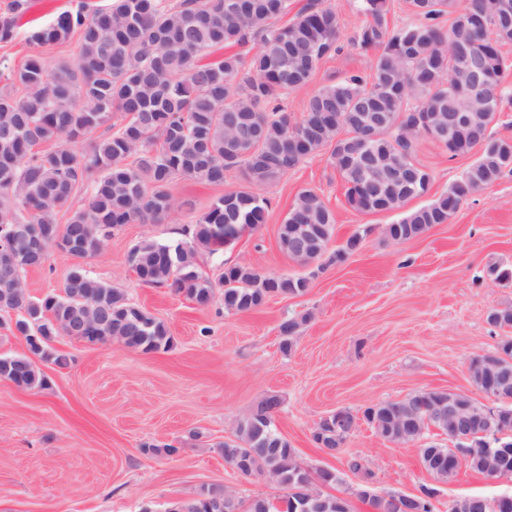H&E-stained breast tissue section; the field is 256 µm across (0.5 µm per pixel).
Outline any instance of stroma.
I'll list each match as a JSON object with an SVG mask.
<instances>
[{
  "instance_id": "obj_1",
  "label": "stroma",
  "mask_w": 512,
  "mask_h": 512,
  "mask_svg": "<svg viewBox=\"0 0 512 512\" xmlns=\"http://www.w3.org/2000/svg\"><path fill=\"white\" fill-rule=\"evenodd\" d=\"M79 0H29L17 38L0 46L22 65L30 51L28 30L45 26ZM372 54L353 49L322 59L310 83L287 99L301 116L308 98L349 74L370 73ZM415 159L432 176L428 193L410 208L435 200L469 167L473 155L450 157L427 135H418ZM238 173L223 188L177 182L180 207L159 223L122 226L97 255L83 260L51 253L44 267L25 276L31 297L60 292L75 265L122 290L130 301L163 320L171 349L144 354L112 341L86 344L58 337L68 368L42 364L46 389L22 390L0 380V512H166L204 486L221 484L245 500L275 494L265 477H245L227 464L216 446L234 436L236 422L268 396L277 397L279 433L309 471L335 470L328 493L349 498L352 512H369L352 489L370 484L379 495L419 493L436 487L439 512L452 500L480 495L512 496V480L498 482L460 468L436 482L420 464L426 445H446L429 431L419 442H387L360 425L336 454L318 448L312 433L321 418L339 409L361 414L369 406L425 390H460L475 401L489 399L472 383L470 364L494 353L512 327L488 321L492 310L512 306V280L495 281L488 269L512 267V172L474 194L418 240L395 242L384 234L400 212L363 213L350 207L345 188L322 150L262 190L268 220L246 231L235 245L203 256V269L244 264L264 277L309 281L299 296L268 297L257 310L226 312L222 300L197 307L168 288L143 284L126 256L149 238L180 239L220 191L246 189ZM319 193L335 217L331 250L349 237L362 241L343 260L303 266L279 247L278 228L297 194ZM301 327L291 350L281 348L279 326ZM180 447L175 457L150 456L142 444Z\"/></svg>"
}]
</instances>
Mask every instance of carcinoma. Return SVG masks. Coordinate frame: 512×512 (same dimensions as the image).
Segmentation results:
<instances>
[{"label":"carcinoma","instance_id":"1","mask_svg":"<svg viewBox=\"0 0 512 512\" xmlns=\"http://www.w3.org/2000/svg\"><path fill=\"white\" fill-rule=\"evenodd\" d=\"M364 16L350 39L352 48L374 53L372 72L351 74L313 94L297 119L288 112V93L306 86L317 63L344 50L340 18L325 0H307L289 22L290 0H108L92 12L87 5L60 13L47 26L31 30L32 53L19 67L0 57V225L27 224L51 248L57 240L74 243L71 255L97 253L114 232L133 222H158L174 208L172 187L178 180L224 185L226 174L242 170L253 187L272 184L324 147L346 185V200L365 212L398 211L425 195L431 175L415 159L418 132L404 117L414 112L448 118L461 109L475 126L453 137L451 156L474 154L476 160L446 192L407 210L385 227L396 242L413 240L435 224H445L468 197L496 182L512 167V142L494 140L489 126L504 111L509 76L502 46L512 42V0H471L462 11L455 0H409L410 18L397 23L389 0H358ZM27 0H9L0 9V44L16 35ZM76 42V57L48 68L43 50ZM484 64L479 97L474 81L448 57L454 42ZM258 45L250 55L228 53L205 64L208 49ZM123 113L121 123L113 118ZM377 118V138L359 142L362 127ZM83 148L76 149L77 143ZM404 164L415 190L399 194L379 183L364 182L369 164ZM79 199L65 224L58 213ZM269 202L252 191L216 197L186 240L171 244L170 265L163 245L145 239L128 252L126 262L146 285L168 287L201 307L221 290L224 310L246 313L259 308L277 290L292 296L308 288L305 277L273 279L249 266L234 264L212 279L198 256L223 245L221 230H240L267 221ZM335 218L321 195L302 190L279 226L280 249L308 265L327 252ZM9 256L0 259V313L16 314L17 332L28 354L0 355V379L15 387L45 389L38 363L65 368L68 355L54 342L68 336L90 345L114 336L127 338L134 351L168 350L174 339L167 325L131 303L125 293L84 269H71L62 295L34 299L23 275L43 265L30 256L27 241L6 240ZM300 323L280 325L281 347L292 348ZM486 357H477L472 382L491 385ZM442 391L414 392L366 411L384 438L403 418L421 419L420 404L437 406ZM276 398L237 421L235 438L217 446L225 462L243 464L254 473L276 477L288 491L274 504L254 497L247 512H350L348 502L323 493H298L311 472L298 460L276 429ZM336 421L321 419L316 438H336ZM512 448V438L490 442L477 438L465 464L481 475L488 470L486 448ZM435 489L401 499L407 512H436ZM242 502L224 497L220 486L201 488L171 512H241Z\"/></svg>","mask_w":512,"mask_h":512}]
</instances>
